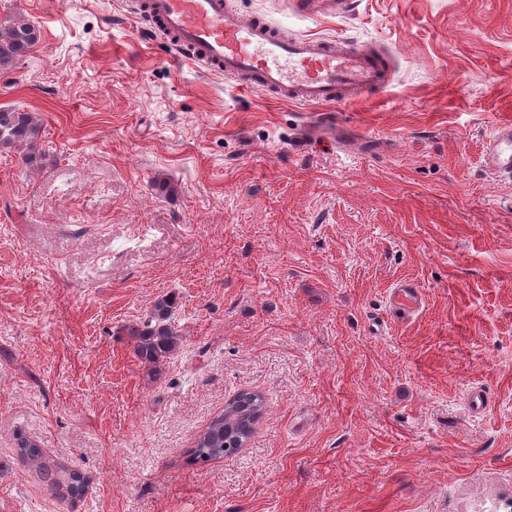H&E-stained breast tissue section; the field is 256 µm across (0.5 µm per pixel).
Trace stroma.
I'll use <instances>...</instances> for the list:
<instances>
[{"label":"stroma","mask_w":512,"mask_h":512,"mask_svg":"<svg viewBox=\"0 0 512 512\" xmlns=\"http://www.w3.org/2000/svg\"><path fill=\"white\" fill-rule=\"evenodd\" d=\"M231 2L376 47L390 85L313 133L321 108L174 61L131 0H0L41 30L0 106L43 149L35 172L0 152V512H512V178L484 164L512 121V0ZM171 293L155 371L128 330ZM243 390L267 399L247 447L192 463ZM304 14H315L326 11L332 14H346L352 4L348 0H297L293 2ZM421 294L414 281H400L394 289V309L403 316H409L419 307Z\"/></svg>","instance_id":"stroma-1"}]
</instances>
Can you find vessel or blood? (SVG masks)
<instances>
[{
    "instance_id": "vessel-or-blood-1",
    "label": "vessel or blood",
    "mask_w": 512,
    "mask_h": 512,
    "mask_svg": "<svg viewBox=\"0 0 512 512\" xmlns=\"http://www.w3.org/2000/svg\"><path fill=\"white\" fill-rule=\"evenodd\" d=\"M296 4L304 14L350 10L349 0ZM133 7L170 53L285 101L326 105L387 87L392 80L385 56L331 37L286 35L266 17L242 16L229 0H134ZM485 163L497 174L512 176L511 122L502 124L488 143ZM420 301L414 281L397 284L393 307L398 313L411 315Z\"/></svg>"
}]
</instances>
